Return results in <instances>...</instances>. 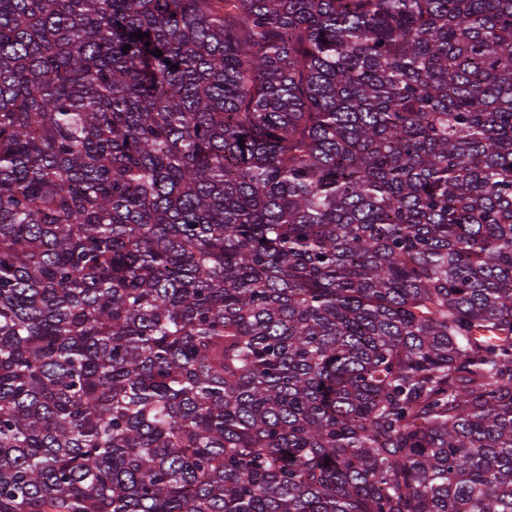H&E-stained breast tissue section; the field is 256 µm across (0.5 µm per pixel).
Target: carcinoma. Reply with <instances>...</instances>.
<instances>
[{
    "instance_id": "1",
    "label": "carcinoma",
    "mask_w": 512,
    "mask_h": 512,
    "mask_svg": "<svg viewBox=\"0 0 512 512\" xmlns=\"http://www.w3.org/2000/svg\"><path fill=\"white\" fill-rule=\"evenodd\" d=\"M0 512H512V0H0Z\"/></svg>"
}]
</instances>
